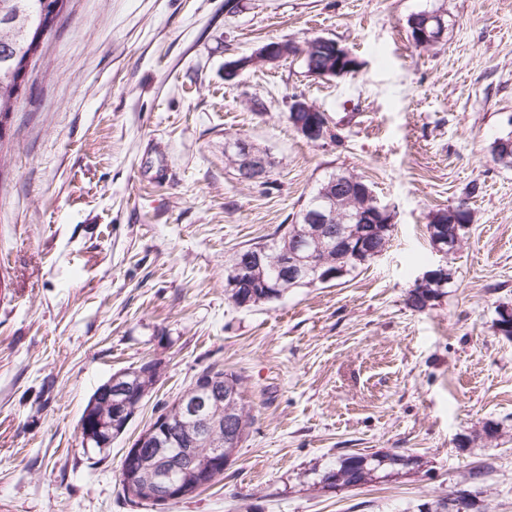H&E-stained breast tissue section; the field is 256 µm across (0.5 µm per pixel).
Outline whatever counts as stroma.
Here are the masks:
<instances>
[{
  "label": "stroma",
  "instance_id": "stroma-1",
  "mask_svg": "<svg viewBox=\"0 0 512 512\" xmlns=\"http://www.w3.org/2000/svg\"><path fill=\"white\" fill-rule=\"evenodd\" d=\"M444 13L434 48L408 21ZM328 37L355 77L317 78L265 43ZM0 138V512H152L120 464L144 427L211 365L241 374L247 440L213 486L164 512H512V0H64ZM246 67L228 76V62ZM338 139L311 144L292 97ZM244 138L274 165L240 181ZM362 177L391 213L386 251L335 284L239 307L230 259L265 242L330 174ZM474 222L453 255L427 225L470 182ZM451 279L427 308L410 291ZM158 380L105 454L79 420L112 375ZM358 452L397 474L328 488ZM477 478H469V471ZM301 98H294L289 106V122L304 139L318 142L325 136V114ZM326 128V134H328ZM445 268L442 265H439L436 269H432L423 274L421 278L418 279L416 288H419V291H423L426 288H431L427 292L417 294H410L411 306L416 310L421 311L423 308L427 306V303L431 300L437 298L440 295V288H432L436 286L438 283H441L444 280Z\"/></svg>",
  "mask_w": 512,
  "mask_h": 512
}]
</instances>
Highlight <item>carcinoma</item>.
<instances>
[{
	"label": "carcinoma",
	"mask_w": 512,
	"mask_h": 512,
	"mask_svg": "<svg viewBox=\"0 0 512 512\" xmlns=\"http://www.w3.org/2000/svg\"><path fill=\"white\" fill-rule=\"evenodd\" d=\"M64 0H0V119L7 118L10 112L14 111L18 99V89L21 85L22 73L27 68L37 66L39 58L36 57L37 50L44 37L51 31V24L59 14ZM311 50L302 57V63L306 72L312 68L325 63L330 57L332 48L317 43L312 39L309 41ZM361 185L365 180L360 176L344 173H332L328 179L320 183L316 191L306 201L298 214V219L293 224L283 228H277L273 237L267 244V265L264 276H256L253 279L252 295L249 302L253 305L262 302H270L272 298L267 292L273 291L277 296H282L290 288H301L313 284L310 278L292 281L281 276L278 270L276 257L282 251L289 248L295 238L314 239L316 236H330L331 244L319 253V258L327 263H334L337 255L341 253L339 245L346 247L354 245L356 231L359 230V220L355 219L358 210L366 205L364 199H354L340 207V222L336 224H310L308 218L311 213L325 206V198L331 184L344 185L346 191H355L352 181ZM474 221L473 212L457 213L454 208L438 210L432 214L429 225L446 224L451 230H460V234H466L469 225ZM376 239L375 246L377 253H382L389 243L392 224L375 223L370 225ZM158 374L145 373V368L140 366L132 371L117 375L114 386L130 384L141 390V395H147L157 382ZM219 380V392H224V387L230 385L237 391V399L214 401L206 410L205 416L209 419L210 436L209 440L195 441V428L185 418L177 419L181 410L183 395L178 396L165 409V415L172 418L175 425V433L172 439L164 443V447L144 445L141 449L138 474L135 480H130L125 470H120V484L122 494L128 502L139 505L149 503L146 489L153 486L161 478L173 482L191 483L189 493L193 494L198 489L213 483L208 479L205 483L187 477V474L175 468H163L162 459L165 457L175 458L182 453L183 449L193 447L198 457L206 461L211 454V445L219 444L224 448V456L231 458L237 452L240 444L245 442L249 436L251 418L245 409L244 379L233 371H227L219 365L209 366L204 369L193 383L184 391V395L191 393L196 387L208 383L211 380ZM111 405L106 401L90 403L86 406L80 422L94 414L99 415L103 421L104 430L90 435L89 447L102 453L112 445V439L118 437L119 432L112 428L110 414ZM230 417L235 418V428L241 435L240 442L229 444L224 441V424ZM396 462L398 458L393 455H372L367 457L359 453H346L339 458L336 470L325 476V481L331 486H350L352 477L363 481L373 479L386 462Z\"/></svg>",
	"instance_id": "cac0c4a2"
}]
</instances>
